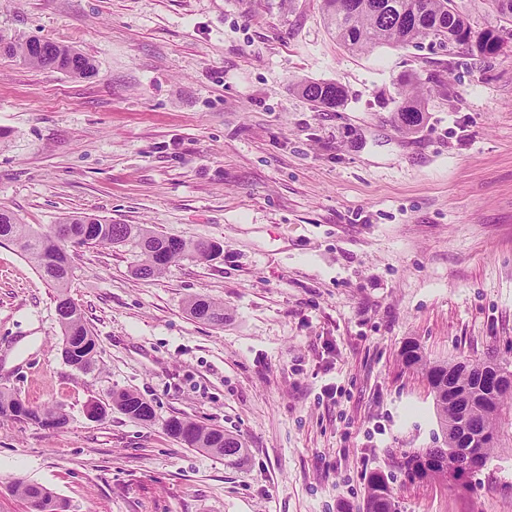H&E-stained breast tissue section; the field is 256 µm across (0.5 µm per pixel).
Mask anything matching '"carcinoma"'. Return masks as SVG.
I'll list each match as a JSON object with an SVG mask.
<instances>
[{
  "instance_id": "1",
  "label": "carcinoma",
  "mask_w": 512,
  "mask_h": 512,
  "mask_svg": "<svg viewBox=\"0 0 512 512\" xmlns=\"http://www.w3.org/2000/svg\"><path fill=\"white\" fill-rule=\"evenodd\" d=\"M489 11L501 25L488 26L480 32L473 30L469 19L461 14L455 0H324L328 24L336 38L348 49L363 52L380 45L403 46L417 39L431 38L445 46L466 47L473 55L488 57L498 54L505 39L512 38V0H485ZM0 54L21 59L36 69H56L75 77L96 74L93 60L73 47L47 40H29L11 37L0 32ZM297 90L319 111L334 110L343 105L344 88L335 82L301 80ZM401 101L397 108L406 128L418 125L425 112L424 92L415 76L403 79ZM61 235L81 245L112 246L118 242L132 243L140 250L141 263L136 274L144 279L161 275L172 263L185 257L207 258L220 247L207 241H187L149 229L133 228L129 224H112L92 216H72L60 221ZM14 243L28 258L41 276L55 288L56 308H72L70 320L60 324L62 346L68 353L67 362L81 370L94 363L96 340L83 320L80 309L69 295L71 273L49 263L64 242L52 232H42L30 224L21 223L13 213L0 209V242ZM190 315L214 325L224 324V306L209 299L194 297L187 303ZM402 362L408 369L421 370L434 395L442 429V442L432 448H422L406 458L405 474L412 481H449L452 486L467 490L470 478L486 463L491 448L498 440L497 420L506 400L512 398V387L496 389L486 403L466 406L448 397V386L468 390L479 397L485 394L487 364L464 362L458 368L448 369V362H430L419 348L408 344L402 351ZM123 412L128 417L149 422L155 413L151 404L131 392L117 394ZM23 419L47 427H62L67 415L50 408H33L12 394L0 391V416ZM468 423L477 440L471 448L445 451L455 431ZM170 435L191 448H201L224 457L241 454L243 443L218 428L196 422L172 418L165 424ZM16 491L27 501L44 497L43 512H68L65 501L48 489L33 483L19 482ZM365 512H395L390 480L372 474L367 482Z\"/></svg>"
}]
</instances>
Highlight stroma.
Here are the masks:
<instances>
[{"label":"stroma","mask_w":512,"mask_h":512,"mask_svg":"<svg viewBox=\"0 0 512 512\" xmlns=\"http://www.w3.org/2000/svg\"><path fill=\"white\" fill-rule=\"evenodd\" d=\"M0 32L93 58L74 78L0 56V208L45 231L72 215L219 244L138 278L134 245L70 253L97 343L67 363L55 290L0 242V390L66 413L0 419V512L34 482L69 512H512V399L468 490L412 482L440 435L430 361L512 367V42L482 59L430 40L352 52L323 0H0ZM418 76L422 123L400 128ZM339 83L319 112L294 88ZM223 304L215 326L191 298ZM148 400L150 422L111 407ZM105 408L90 418L91 405ZM244 445L227 459L164 423ZM165 427L170 435L188 447L201 448L224 458L239 456L244 447L236 437L224 434V430L206 427L187 419H169ZM366 512H395L394 497L390 480L380 473L372 474L367 482Z\"/></svg>","instance_id":"obj_1"}]
</instances>
